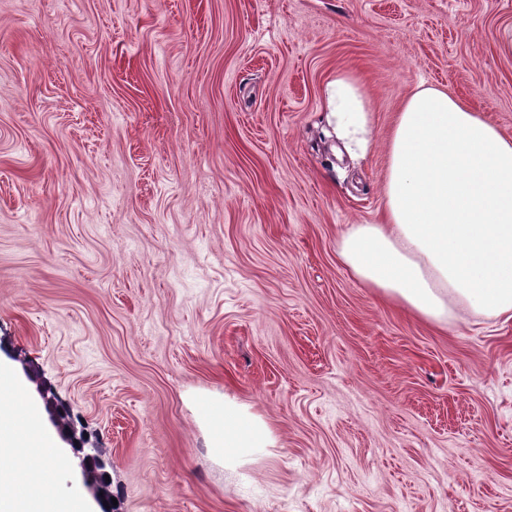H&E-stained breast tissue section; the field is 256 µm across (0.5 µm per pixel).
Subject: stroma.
Wrapping results in <instances>:
<instances>
[{
  "mask_svg": "<svg viewBox=\"0 0 512 512\" xmlns=\"http://www.w3.org/2000/svg\"><path fill=\"white\" fill-rule=\"evenodd\" d=\"M510 35L512 0H0V367L105 449L115 512H512V321L435 327L336 256L418 83L512 137ZM228 397L274 437L242 467ZM57 446L44 488L97 512ZM325 93L343 148L351 155L365 156L373 144V125L369 98L360 79L350 71L338 72ZM214 437L212 451L224 457V464L242 466L265 448H272L273 437L267 424L244 405L224 400V409L209 413Z\"/></svg>",
  "mask_w": 512,
  "mask_h": 512,
  "instance_id": "1",
  "label": "stroma"
}]
</instances>
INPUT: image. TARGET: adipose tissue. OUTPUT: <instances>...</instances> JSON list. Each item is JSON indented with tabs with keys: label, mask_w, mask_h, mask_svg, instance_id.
<instances>
[{
	"label": "adipose tissue",
	"mask_w": 512,
	"mask_h": 512,
	"mask_svg": "<svg viewBox=\"0 0 512 512\" xmlns=\"http://www.w3.org/2000/svg\"><path fill=\"white\" fill-rule=\"evenodd\" d=\"M326 103L343 148L365 156L372 112L358 76L338 72ZM336 254L356 282L437 327L462 315L512 319V138L448 91L418 85L388 143L383 221L347 226ZM209 420L212 451L227 465L273 445L267 424L237 402ZM57 440L14 388L0 404V512H75L36 478Z\"/></svg>",
	"instance_id": "obj_1"
}]
</instances>
